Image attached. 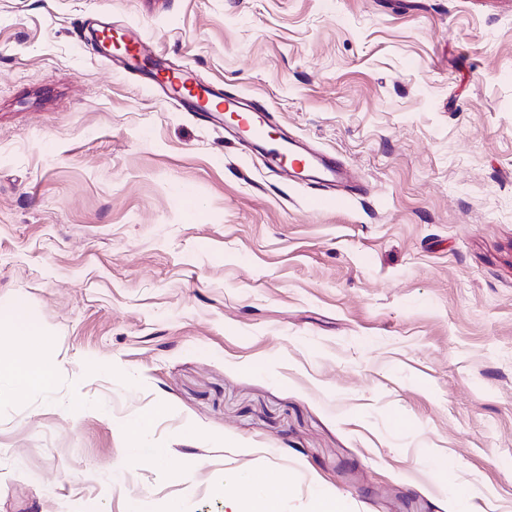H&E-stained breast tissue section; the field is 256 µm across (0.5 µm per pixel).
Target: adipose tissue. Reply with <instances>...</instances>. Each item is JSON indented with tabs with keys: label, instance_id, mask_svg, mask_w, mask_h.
Instances as JSON below:
<instances>
[{
	"label": "adipose tissue",
	"instance_id": "obj_1",
	"mask_svg": "<svg viewBox=\"0 0 512 512\" xmlns=\"http://www.w3.org/2000/svg\"><path fill=\"white\" fill-rule=\"evenodd\" d=\"M19 354H0V387L24 393L32 389H49L53 383V362L46 352L35 350L34 342L43 334L40 325L24 311H16L13 324ZM292 491L287 478L254 480L244 498L229 501L230 512H280V505Z\"/></svg>",
	"mask_w": 512,
	"mask_h": 512
}]
</instances>
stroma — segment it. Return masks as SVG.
I'll return each mask as SVG.
<instances>
[{
  "label": "stroma",
  "mask_w": 512,
  "mask_h": 512,
  "mask_svg": "<svg viewBox=\"0 0 512 512\" xmlns=\"http://www.w3.org/2000/svg\"><path fill=\"white\" fill-rule=\"evenodd\" d=\"M101 25L354 188L312 208ZM17 308L55 371L0 394V512H512V0H0V353ZM154 419V413H146L139 417L126 429L131 447L134 448L136 454L138 452L144 451L149 455H159V450L157 448H146L148 447V438L153 426ZM292 491L291 483L286 477L275 480H253L248 484L244 499L228 502L229 512H281L282 501ZM243 507L252 510H241Z\"/></svg>",
  "instance_id": "35a3bbf8"
}]
</instances>
